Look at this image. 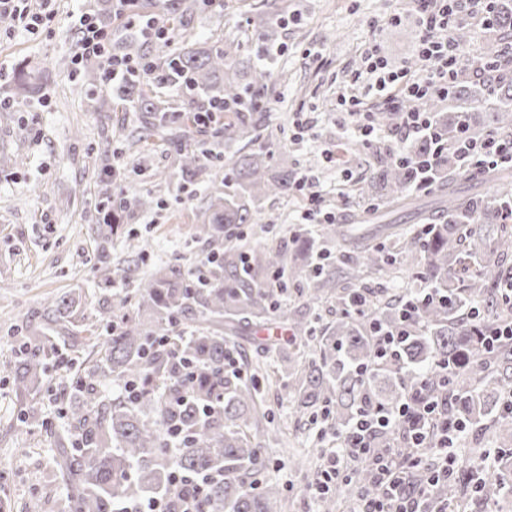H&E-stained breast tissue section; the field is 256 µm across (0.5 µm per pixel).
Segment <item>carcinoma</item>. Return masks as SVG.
<instances>
[{
	"label": "carcinoma",
	"instance_id": "1",
	"mask_svg": "<svg viewBox=\"0 0 512 512\" xmlns=\"http://www.w3.org/2000/svg\"><path fill=\"white\" fill-rule=\"evenodd\" d=\"M162 22L174 39L186 37L193 19L213 6L212 0H159ZM282 0H267L259 15L258 37L272 45L278 37ZM487 28L493 41L470 68L460 72L448 87V95L435 92L421 103L432 118L433 131L403 147L396 155L389 148L371 149L373 163L362 176L363 189L371 202L389 209L420 211L414 191L426 186L440 188L448 197V219L427 225L424 237L397 238L404 262L421 268L435 298L420 308L424 331L409 329L400 346L404 373L388 368L372 369L375 344L371 326L393 330L403 325L405 297L390 298L368 288L359 291L366 321L340 318L321 334L314 335L311 309L288 306V282L305 284L314 303L351 305L354 292L340 287L349 279L352 254L368 274L393 277L390 258L364 244L368 231L361 226L350 233L332 225L321 230L323 238L341 240L343 251L336 264L314 258L317 239L309 231L289 241L266 247L226 243V233L241 224H251L259 203L285 197L299 184L286 170H276L266 152L253 151L230 158L224 181L210 193L205 220L197 225L214 256L201 282L189 283V275L175 265H160L132 284V298L98 311L100 331L95 346L102 356L87 360L70 351H80L79 336L72 333L57 342L54 327L65 321L74 306L72 298L47 302L45 324L22 337L20 355L10 367L14 392L20 403V418L26 424L40 423L35 407L53 356L58 366L77 369L71 402L64 411L67 431L58 436L55 464L65 489L69 512H127L126 507L145 500L147 494L163 496L170 512H179V493L171 486L173 471L209 477L208 492L198 512H283V497L275 486L251 488L248 478L260 461L254 443L264 378L258 363L245 379L224 367V359L236 354L244 359L234 338L249 327L262 326L270 314L289 326L295 339L313 344L315 354L301 361L291 355L278 360V370L297 382L295 403L304 414L321 416L329 429L341 434L365 407L396 406L412 395L420 399L448 397V422L469 428L489 418L499 428L512 426V417L502 413L500 395L512 387V344L504 341L487 354L482 347L485 329L512 316V303L496 291L498 283L512 274L505 258L512 255V225L505 214L512 209V169L487 170L478 179L454 167L453 144L461 122L475 136L488 133L512 138V79L503 46L512 41V0H494ZM169 43L149 60L145 76L122 80L117 100L144 113V129L162 131L174 118L172 104L158 96V88H175L194 111L222 107L233 116L222 129L224 146L232 148L253 141L256 125L244 114L245 101L254 105L268 99L272 70L260 63L264 50L244 52L240 40H217L206 47L185 45L168 50ZM22 95L40 92L37 74L20 72ZM448 101L446 113L439 102ZM490 104L485 119L471 122L470 110ZM402 114L384 109L373 114L375 125L395 129ZM204 159L187 153L181 162L184 179L203 174ZM471 180L477 188L489 184L494 194L461 190L458 182ZM150 192L125 198L111 207L112 222L96 227L100 259L108 258L112 242L124 221L153 208ZM490 243L478 252L477 240ZM480 311L472 316V308ZM161 336L171 337V350L150 352ZM188 360L192 375H182V364L173 353ZM134 380L139 396L131 402L121 392L108 394V383L121 386ZM184 433L182 443L168 450L164 426ZM405 434L401 428L381 427L373 443L382 447ZM504 479L476 473L473 496L489 504L498 501ZM375 496L378 490L366 469L357 470L349 483L336 485L322 499V512H336L340 502L354 503L356 496ZM436 498L456 512L461 488L454 478L434 487Z\"/></svg>",
	"mask_w": 512,
	"mask_h": 512
}]
</instances>
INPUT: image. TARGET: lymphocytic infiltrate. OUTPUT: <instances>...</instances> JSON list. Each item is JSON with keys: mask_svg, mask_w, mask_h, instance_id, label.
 <instances>
[{"mask_svg": "<svg viewBox=\"0 0 512 512\" xmlns=\"http://www.w3.org/2000/svg\"><path fill=\"white\" fill-rule=\"evenodd\" d=\"M53 0H0V16L6 15L27 32L52 21ZM421 15L422 36L417 57L424 66L420 78L408 71H392L377 47L367 49L364 56L368 80L362 95L384 97L387 104L403 111V122L397 130L399 139L409 140L425 134L432 126L421 100L432 91L447 92L457 75L461 53L452 35L460 23L467 4L488 6L490 0H414ZM75 26L81 34L83 56L96 57L103 63L102 78L110 82L127 74L144 70L142 62L112 56L108 51L111 33L97 17L88 13L76 16ZM362 95L341 94L355 128L362 136H371L375 128L371 115L362 107ZM457 153L464 166L494 168L504 161L512 162V144L497 137L472 138L460 134ZM403 426L410 442L406 448L371 447L375 430L386 426ZM456 426L437 421L435 408L413 398L399 407H375L361 413L348 428L325 467L310 485L312 492L322 494L330 485L349 480L354 464L370 462L378 486L376 497H360L357 512H444L431 501V488L448 474L457 471L459 463L452 454Z\"/></svg>", "mask_w": 512, "mask_h": 512, "instance_id": "f902f5d3", "label": "lymphocytic infiltrate"}]
</instances>
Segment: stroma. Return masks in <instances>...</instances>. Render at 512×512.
Masks as SVG:
<instances>
[{"label": "stroma", "mask_w": 512, "mask_h": 512, "mask_svg": "<svg viewBox=\"0 0 512 512\" xmlns=\"http://www.w3.org/2000/svg\"><path fill=\"white\" fill-rule=\"evenodd\" d=\"M54 20L36 34L16 22L0 24V512H64L60 482L52 470L55 436L66 425L59 400L67 380L48 382L41 412L45 426L27 428L11 391L6 367L16 359L22 335L44 324L43 304L64 295L75 298L80 328L95 321L99 303L126 295V284L158 263L180 261L191 267L205 252L195 237L209 202L212 179L222 178V162L208 163L202 178L181 181L178 163L187 149L214 140L222 121L202 126L177 123L151 137L143 151L131 150L138 113L118 104L111 86L88 83L76 65L80 51L73 16L87 12L112 28L113 41L128 34L109 0H55ZM262 0H224L223 9L197 19L193 38L202 42L239 39L254 42L252 24ZM421 37L417 14L408 0H288L279 29L278 54L271 68L279 74L269 107L255 113V149L267 148L271 163L294 178L309 177L325 211L339 223L365 209L357 177L370 153L352 156L350 119L338 98L363 70L362 51L377 41L395 69L414 55ZM48 72L37 96L22 98L13 86L20 69ZM152 191L158 204L122 225L109 248L111 280L98 271L102 202ZM302 193L264 203L254 223L244 225L247 241L270 246L292 236L303 222ZM267 433L279 434L286 448H265L264 466L252 475L255 487L276 485L286 497V512H320V500L308 486L324 466L316 456L311 469L293 467L288 451L333 445L323 425L299 416L293 389L279 381L264 393L259 409Z\"/></svg>", "instance_id": "1"}]
</instances>
